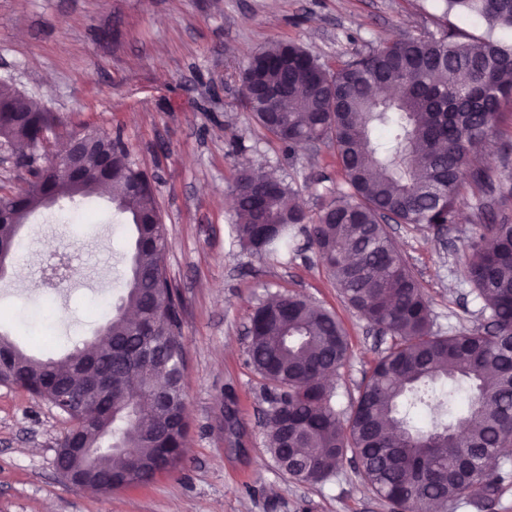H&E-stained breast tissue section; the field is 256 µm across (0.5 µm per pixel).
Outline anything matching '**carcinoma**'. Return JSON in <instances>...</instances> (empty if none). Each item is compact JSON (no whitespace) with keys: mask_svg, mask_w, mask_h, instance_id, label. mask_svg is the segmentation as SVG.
Instances as JSON below:
<instances>
[{"mask_svg":"<svg viewBox=\"0 0 512 512\" xmlns=\"http://www.w3.org/2000/svg\"><path fill=\"white\" fill-rule=\"evenodd\" d=\"M445 13L477 16L480 37L444 31L407 36L330 69L291 41L251 55L242 72L250 112L288 151L326 142L343 185L316 216L293 203L296 190L274 175L235 171L233 232L251 254L286 253L303 231L345 302L391 344L365 378L341 422L326 374L349 359L346 333L330 311L296 293L250 315L247 362L264 381L266 451L290 478L321 483L351 458L363 481L399 512H447L467 499L485 508L512 471V179H495L478 157L512 101V0H442ZM18 89L0 83V141L28 152L51 113L30 102L12 112ZM112 177L91 155L78 178L59 163L57 181L10 200L25 218L45 192L71 199L112 195L131 225L128 277L119 302L89 344L63 355L32 354L0 336V384H17L52 405L85 400L70 414L57 467L95 493L140 487L184 463L188 433L183 378V303L164 265L167 237L152 177L134 166L117 135ZM477 189L464 273L487 322L443 336L430 304L396 252L387 224L438 234L455 223L461 189ZM170 382L160 403L154 380ZM467 407L457 408L460 387Z\"/></svg>","mask_w":512,"mask_h":512,"instance_id":"carcinoma-1","label":"carcinoma"}]
</instances>
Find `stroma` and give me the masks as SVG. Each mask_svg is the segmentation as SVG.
I'll return each mask as SVG.
<instances>
[{"mask_svg": "<svg viewBox=\"0 0 512 512\" xmlns=\"http://www.w3.org/2000/svg\"><path fill=\"white\" fill-rule=\"evenodd\" d=\"M447 27L484 32L478 17L443 15L438 0H0V79L56 118L42 163L75 130L118 131L136 165L157 177L164 263L183 302L189 421L180 471L96 494L68 486L55 469L69 418L0 384V512H391L352 462L308 484L265 450L263 382L246 362L255 306L290 291L335 313L351 353L334 380L345 416L390 339L345 303L314 249L261 259L235 239L236 168L250 165L300 189L312 215L342 183L331 147L288 153L254 120L241 73L274 41L297 43L336 68L385 41ZM474 202L473 187H464L457 222L441 237L388 227L444 335L485 319L462 271ZM75 210L91 211L94 224L60 222ZM127 234L105 196L34 213L18 236L25 272L0 277V334L36 355L46 337L56 355L92 340L105 322L97 305L117 302L123 290ZM49 250L71 255L72 276L46 298L37 270Z\"/></svg>", "mask_w": 512, "mask_h": 512, "instance_id": "stroma-1", "label": "stroma"}]
</instances>
